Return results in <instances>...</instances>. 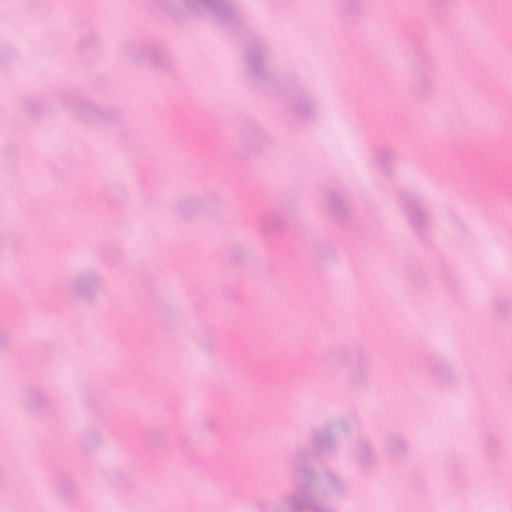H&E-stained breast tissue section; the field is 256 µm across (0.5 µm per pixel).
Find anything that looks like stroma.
<instances>
[{"label": "stroma", "mask_w": 512, "mask_h": 512, "mask_svg": "<svg viewBox=\"0 0 512 512\" xmlns=\"http://www.w3.org/2000/svg\"><path fill=\"white\" fill-rule=\"evenodd\" d=\"M122 2L0 0V504L512 512V0Z\"/></svg>", "instance_id": "obj_1"}]
</instances>
